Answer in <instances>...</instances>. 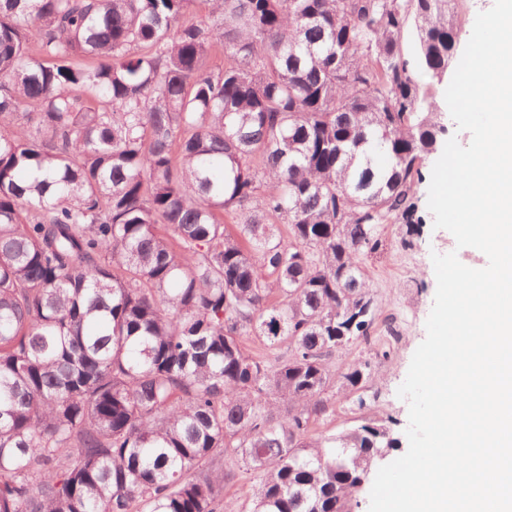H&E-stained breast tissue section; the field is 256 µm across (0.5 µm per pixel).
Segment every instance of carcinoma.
<instances>
[{"label": "carcinoma", "mask_w": 512, "mask_h": 512, "mask_svg": "<svg viewBox=\"0 0 512 512\" xmlns=\"http://www.w3.org/2000/svg\"><path fill=\"white\" fill-rule=\"evenodd\" d=\"M462 2L0 0V512H354L399 442L311 426L371 406Z\"/></svg>", "instance_id": "obj_1"}]
</instances>
